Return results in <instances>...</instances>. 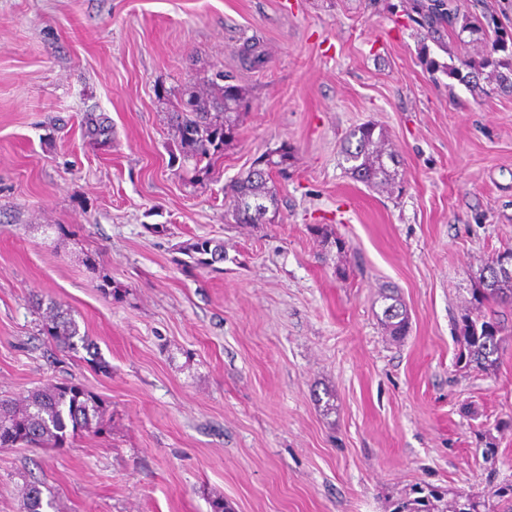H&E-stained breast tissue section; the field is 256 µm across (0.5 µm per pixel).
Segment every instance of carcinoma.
Wrapping results in <instances>:
<instances>
[{
	"instance_id": "carcinoma-1",
	"label": "carcinoma",
	"mask_w": 512,
	"mask_h": 512,
	"mask_svg": "<svg viewBox=\"0 0 512 512\" xmlns=\"http://www.w3.org/2000/svg\"><path fill=\"white\" fill-rule=\"evenodd\" d=\"M482 67L492 68L499 88L512 93V52L507 43L497 40L487 46ZM226 79L224 72L216 74L211 81L209 97L199 91H185L187 99L181 101L172 112L173 126L182 145L190 151L196 163L210 160L224 149L236 126L235 102L243 101L241 89L234 84H219ZM386 134L366 124L353 130L343 148L347 163L346 171L359 182L376 187L395 184L393 172L387 161H395L394 153L386 146ZM276 158L265 153L252 164L246 176L231 186L233 196L232 216L238 224H257L267 213V203L276 201V188L271 179L273 168L288 160V147L275 150ZM186 252L198 266H209L224 260V251L212 240L199 238L191 243ZM496 258L482 269L478 287L475 288L477 315L464 316V328L460 344L464 349L466 365L486 374L495 370L500 360L505 337L501 336L500 321L488 317L481 311L484 304L495 303L504 307L512 305V272H499L495 268ZM382 311V322L389 335L399 338L406 335L409 318L406 309L392 295ZM45 330L55 349L64 353L82 347L90 356V363L105 367L98 351L80 334L79 325L70 312L57 304L49 307ZM99 406L96 398L83 388L68 383L51 384L30 392L19 402L0 400V447L17 444H50L62 446L68 437L79 433L99 432ZM472 502L473 509L480 512H512V484L500 486L491 495H478L465 491L448 492V502L439 508L441 495L430 492L400 502L396 512H463L462 500ZM52 501L43 500L42 490L35 483L26 492L25 512H44Z\"/></svg>"
}]
</instances>
